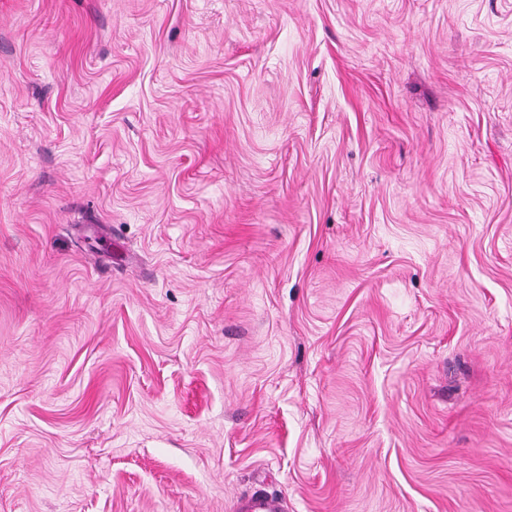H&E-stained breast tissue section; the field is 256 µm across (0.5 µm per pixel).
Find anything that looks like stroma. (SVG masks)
Wrapping results in <instances>:
<instances>
[{
    "label": "stroma",
    "mask_w": 512,
    "mask_h": 512,
    "mask_svg": "<svg viewBox=\"0 0 512 512\" xmlns=\"http://www.w3.org/2000/svg\"><path fill=\"white\" fill-rule=\"evenodd\" d=\"M512 512V0H0V512ZM281 496L259 489L238 500L235 512H284Z\"/></svg>",
    "instance_id": "1"
}]
</instances>
